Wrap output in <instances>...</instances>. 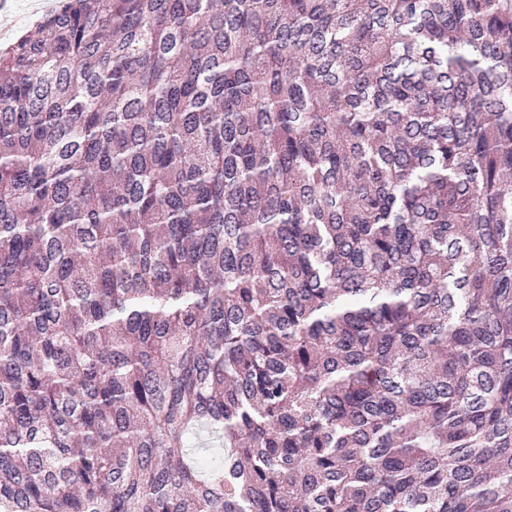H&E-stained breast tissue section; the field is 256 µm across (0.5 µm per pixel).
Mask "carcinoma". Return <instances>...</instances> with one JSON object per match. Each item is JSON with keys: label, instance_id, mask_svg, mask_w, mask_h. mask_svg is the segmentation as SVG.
<instances>
[{"label": "carcinoma", "instance_id": "carcinoma-1", "mask_svg": "<svg viewBox=\"0 0 512 512\" xmlns=\"http://www.w3.org/2000/svg\"><path fill=\"white\" fill-rule=\"evenodd\" d=\"M0 512H512V0L0 48Z\"/></svg>", "mask_w": 512, "mask_h": 512}]
</instances>
